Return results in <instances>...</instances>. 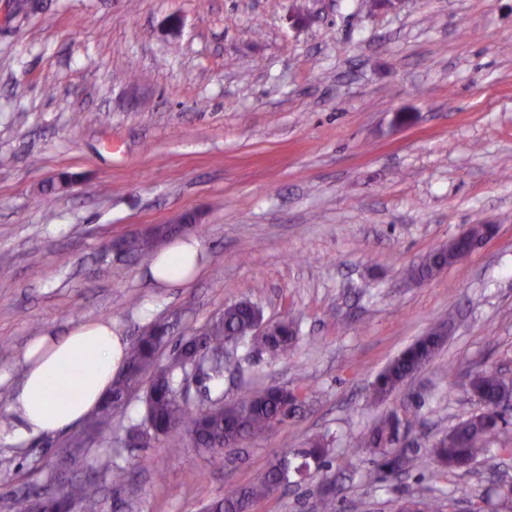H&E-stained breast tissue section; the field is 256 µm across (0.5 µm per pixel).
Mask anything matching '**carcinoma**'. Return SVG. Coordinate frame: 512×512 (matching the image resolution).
<instances>
[{"label":"carcinoma","mask_w":512,"mask_h":512,"mask_svg":"<svg viewBox=\"0 0 512 512\" xmlns=\"http://www.w3.org/2000/svg\"><path fill=\"white\" fill-rule=\"evenodd\" d=\"M494 230L491 224H474L463 239H451L444 248L428 253L413 267L408 276L416 281L429 280L455 263L456 258L474 240L482 241ZM157 243V236L141 233L122 239L116 249L132 257H148ZM263 323L261 308L248 299L231 302L198 334L172 342L167 321L151 324L136 342L127 349L126 368L113 380L105 403L97 406L86 418V426L104 440H112V410L122 406L130 392L148 379L142 422L132 425L129 433H150L168 440L169 447H183L184 438L192 446L210 454L216 465L224 464L225 446L238 441L246 442L263 436L284 425L304 405L305 395L298 389L269 386L258 389L248 397L224 403L216 400L206 407L194 409L178 394L179 378L187 366L202 353L211 356L208 377L218 386L224 378V368L233 358L224 356L225 344H250L273 358L288 354L297 340L294 320L285 317L260 330ZM447 339L444 324L428 330L416 342L390 361L379 373L369 389V398L377 403L386 400L403 383L426 367L442 349ZM174 345L177 354L167 363L159 362V353ZM468 392L487 404V411L475 412L454 427L434 437L430 461L441 469L459 471L468 468L479 456L499 442L502 415L493 408L512 401V381L488 368H475L465 372ZM402 420L392 413L364 431L352 446V457L370 454L376 474H396L414 468L416 459L396 453L389 445L398 438ZM68 447L80 456L79 464L102 475L112 486L119 488L129 479L128 469L110 458H92L91 449L84 446L80 436L67 440ZM331 441L325 436L310 441L306 448L281 452L272 458L266 470L254 481L224 492L212 500L205 512H253L254 506L291 483L295 469L302 464H317V470L329 467ZM71 456L60 457L47 477L49 492L44 495L17 492L10 498L11 512H101L103 485L100 480L77 479L71 475L78 464ZM417 512H439L434 497L410 498L407 504Z\"/></svg>","instance_id":"1"}]
</instances>
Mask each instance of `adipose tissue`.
<instances>
[{"instance_id":"1","label":"adipose tissue","mask_w":512,"mask_h":512,"mask_svg":"<svg viewBox=\"0 0 512 512\" xmlns=\"http://www.w3.org/2000/svg\"><path fill=\"white\" fill-rule=\"evenodd\" d=\"M200 255L198 240H178L151 258V276L161 286L184 283L198 270ZM126 348L104 320L80 323L63 336L35 339L12 398L19 435L38 436L80 423L124 369Z\"/></svg>"}]
</instances>
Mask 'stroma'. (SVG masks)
<instances>
[{
    "label": "stroma",
    "mask_w": 512,
    "mask_h": 512,
    "mask_svg": "<svg viewBox=\"0 0 512 512\" xmlns=\"http://www.w3.org/2000/svg\"><path fill=\"white\" fill-rule=\"evenodd\" d=\"M62 173L72 188L40 202ZM185 212L201 218L188 284L155 286L144 258H102ZM480 221L495 232L464 260L407 279ZM240 299L265 321L293 317L299 339L279 360L240 346L225 401L304 385L303 411L218 467L189 446L128 441L135 390L111 442L92 445L131 472L102 512H202L321 435L335 440L338 512L422 494L442 512H463L466 496L512 512L499 448L466 473L427 461L433 435L477 409L463 371L512 379V0L372 14L363 0H0V512L45 486L69 436L22 438L7 419L33 337L98 319L130 342L164 318L188 334ZM446 320L444 350L372 403L379 372ZM391 412L420 464L379 477L349 446ZM323 478L254 512H317Z\"/></svg>",
    "instance_id": "obj_1"
}]
</instances>
